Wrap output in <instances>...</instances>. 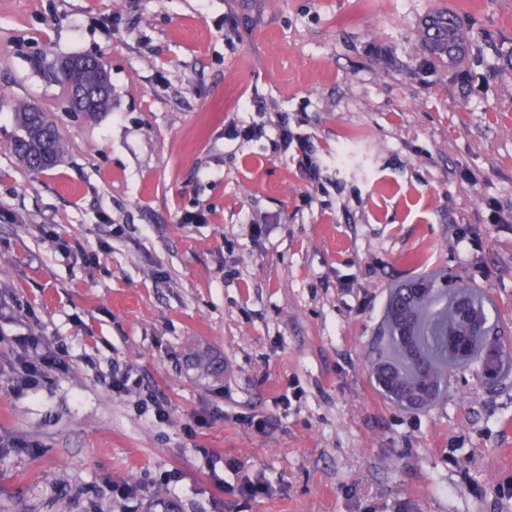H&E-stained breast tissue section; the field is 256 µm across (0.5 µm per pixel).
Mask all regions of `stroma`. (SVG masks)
<instances>
[{
  "mask_svg": "<svg viewBox=\"0 0 512 512\" xmlns=\"http://www.w3.org/2000/svg\"><path fill=\"white\" fill-rule=\"evenodd\" d=\"M440 8L457 67L416 40ZM76 55L109 73L93 120L52 74ZM17 101L65 142L37 175ZM497 207L512 0H0V512H512V379L449 370L420 411L371 379L390 292L422 275L485 296L512 345ZM32 335L63 366L17 392ZM260 475L270 494L230 493ZM418 42L427 58L438 65L458 62L468 50V39L448 10H436L422 19Z\"/></svg>",
  "mask_w": 512,
  "mask_h": 512,
  "instance_id": "obj_1",
  "label": "stroma"
}]
</instances>
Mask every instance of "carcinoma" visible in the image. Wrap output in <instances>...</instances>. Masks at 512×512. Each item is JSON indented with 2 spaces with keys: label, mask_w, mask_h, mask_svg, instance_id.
<instances>
[{
  "label": "carcinoma",
  "mask_w": 512,
  "mask_h": 512,
  "mask_svg": "<svg viewBox=\"0 0 512 512\" xmlns=\"http://www.w3.org/2000/svg\"><path fill=\"white\" fill-rule=\"evenodd\" d=\"M418 42L427 58L438 65L457 62L468 50V39L448 10H436L422 19ZM83 60V56L66 60L56 80L70 110L92 118L110 108L111 84L102 61L84 66ZM78 87L87 95L77 101L74 91ZM33 108L24 102L14 105L20 135L13 150L28 170L41 172L56 164L65 143L51 122L37 116ZM439 299L434 282L419 277L396 289L387 308L386 353L374 363L373 378L385 397L408 410H423L437 400L446 386L444 364L467 367L477 360L478 372L494 384L506 381L504 367L512 362V352L494 336L481 297L461 285L436 310Z\"/></svg>",
  "instance_id": "obj_1"
}]
</instances>
